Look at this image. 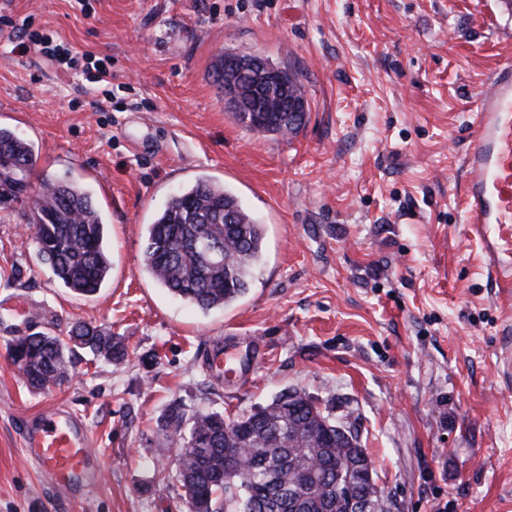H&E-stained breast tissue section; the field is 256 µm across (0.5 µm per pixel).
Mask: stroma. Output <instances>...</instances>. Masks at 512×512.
<instances>
[{
  "label": "stroma",
  "instance_id": "stroma-1",
  "mask_svg": "<svg viewBox=\"0 0 512 512\" xmlns=\"http://www.w3.org/2000/svg\"><path fill=\"white\" fill-rule=\"evenodd\" d=\"M33 22L111 83L63 73L10 40ZM226 53L298 76L308 120L248 129L211 79ZM512 62V0H0V126L40 176L79 179L101 210L112 276L92 298L0 211V512H189L184 417H234L297 389L351 414L391 512H512V228L461 207L472 108ZM111 103H104V90ZM224 183L266 228L233 307L202 311L143 265L176 191ZM76 322L127 349L84 350L26 385L8 346ZM61 405L86 423L99 480L60 493L24 433Z\"/></svg>",
  "mask_w": 512,
  "mask_h": 512
}]
</instances>
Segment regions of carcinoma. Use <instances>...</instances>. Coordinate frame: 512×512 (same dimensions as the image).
<instances>
[{
	"label": "carcinoma",
	"mask_w": 512,
	"mask_h": 512,
	"mask_svg": "<svg viewBox=\"0 0 512 512\" xmlns=\"http://www.w3.org/2000/svg\"><path fill=\"white\" fill-rule=\"evenodd\" d=\"M306 120L305 112H284L273 126L252 121L248 127L283 136L297 133ZM20 164L35 175L33 146L0 127V200L28 208V224L54 277L80 296H95L112 270V256L91 195L74 180L45 176L36 192L22 196ZM228 216L230 224L224 223ZM265 237V225L229 189L198 179L173 194L149 225L144 265L180 300L205 311L224 308L247 292ZM213 245L221 256H209ZM74 348L109 361L125 355L110 331L85 323L64 334L14 339L9 354L30 386L46 388L65 378L66 353ZM167 425L187 426L177 469L192 512H349L348 492L365 488L380 495L360 476L365 448L358 429L336 422L297 389L247 415L197 413L186 423L174 411ZM309 484L313 493L291 504L289 493Z\"/></svg>",
	"instance_id": "1"
}]
</instances>
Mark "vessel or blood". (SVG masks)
<instances>
[{"mask_svg":"<svg viewBox=\"0 0 512 512\" xmlns=\"http://www.w3.org/2000/svg\"><path fill=\"white\" fill-rule=\"evenodd\" d=\"M463 166L467 223L512 226L511 63L494 71L475 101ZM25 446L58 491L71 493L78 481L96 483L90 433L77 415L61 408L40 411L26 426Z\"/></svg>","mask_w":512,"mask_h":512,"instance_id":"vessel-or-blood-1","label":"vessel or blood"}]
</instances>
